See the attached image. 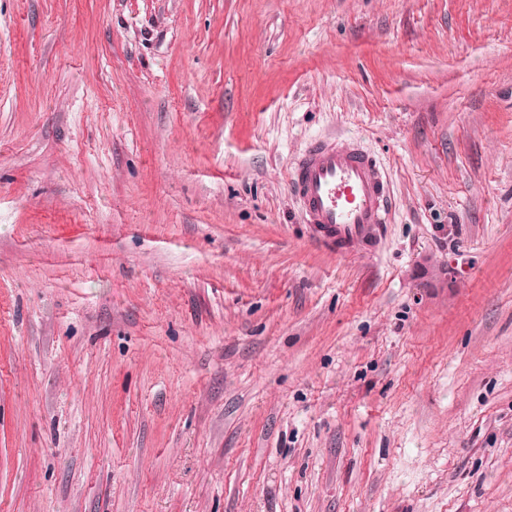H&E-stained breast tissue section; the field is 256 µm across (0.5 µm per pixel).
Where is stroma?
Segmentation results:
<instances>
[{"instance_id": "35a3bbf8", "label": "stroma", "mask_w": 512, "mask_h": 512, "mask_svg": "<svg viewBox=\"0 0 512 512\" xmlns=\"http://www.w3.org/2000/svg\"><path fill=\"white\" fill-rule=\"evenodd\" d=\"M0 512H512V0H0ZM287 187L315 236L337 253L348 254L357 245L372 247L388 224L386 176L358 141L311 140L294 162Z\"/></svg>"}]
</instances>
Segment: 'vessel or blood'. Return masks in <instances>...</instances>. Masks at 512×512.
I'll list each match as a JSON object with an SVG mask.
<instances>
[{
    "instance_id": "1",
    "label": "vessel or blood",
    "mask_w": 512,
    "mask_h": 512,
    "mask_svg": "<svg viewBox=\"0 0 512 512\" xmlns=\"http://www.w3.org/2000/svg\"><path fill=\"white\" fill-rule=\"evenodd\" d=\"M288 188L316 237L341 254L373 246L389 221L386 176L355 140H311L294 163Z\"/></svg>"
}]
</instances>
